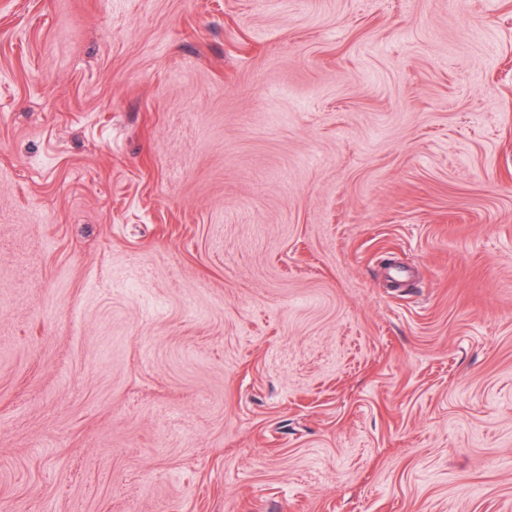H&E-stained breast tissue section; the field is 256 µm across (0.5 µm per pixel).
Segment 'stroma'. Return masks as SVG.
I'll use <instances>...</instances> for the list:
<instances>
[{
    "label": "stroma",
    "mask_w": 512,
    "mask_h": 512,
    "mask_svg": "<svg viewBox=\"0 0 512 512\" xmlns=\"http://www.w3.org/2000/svg\"><path fill=\"white\" fill-rule=\"evenodd\" d=\"M0 512H512V0H0Z\"/></svg>",
    "instance_id": "obj_1"
}]
</instances>
